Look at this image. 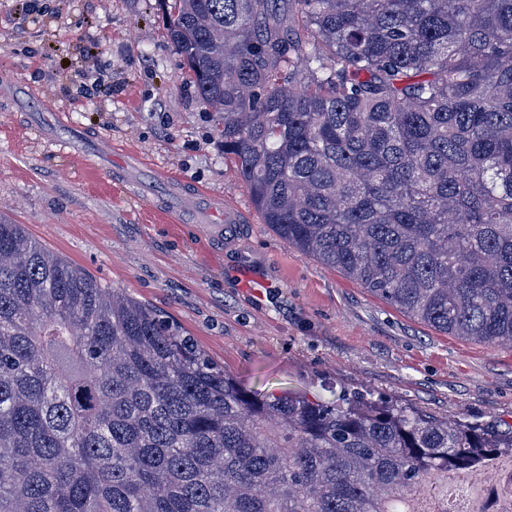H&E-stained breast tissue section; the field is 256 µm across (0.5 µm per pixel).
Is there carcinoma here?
<instances>
[{"label":"carcinoma","mask_w":512,"mask_h":512,"mask_svg":"<svg viewBox=\"0 0 512 512\" xmlns=\"http://www.w3.org/2000/svg\"><path fill=\"white\" fill-rule=\"evenodd\" d=\"M263 223L512 347V0H162ZM512 425L260 394L0 221V512H410Z\"/></svg>","instance_id":"cac0c4a2"}]
</instances>
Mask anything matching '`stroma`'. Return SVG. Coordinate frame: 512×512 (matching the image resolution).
<instances>
[{
    "label": "stroma",
    "instance_id": "1",
    "mask_svg": "<svg viewBox=\"0 0 512 512\" xmlns=\"http://www.w3.org/2000/svg\"><path fill=\"white\" fill-rule=\"evenodd\" d=\"M132 152L238 208L236 235L212 242L214 214H158L164 182L115 177ZM0 221L151 307L249 390L512 424V349L419 323L263 224L157 0H0Z\"/></svg>",
    "mask_w": 512,
    "mask_h": 512
}]
</instances>
